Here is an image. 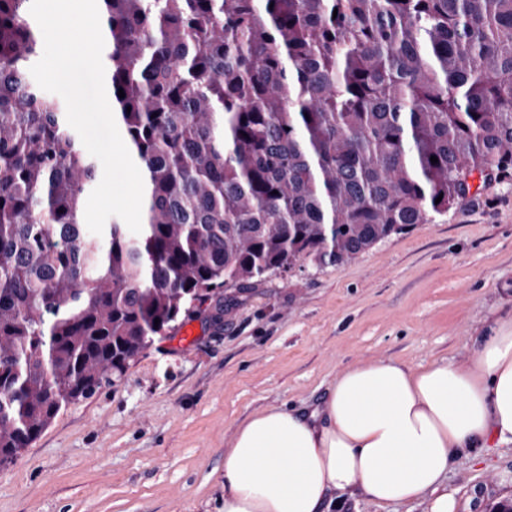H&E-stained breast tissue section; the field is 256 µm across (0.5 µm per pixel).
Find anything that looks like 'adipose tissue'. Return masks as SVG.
I'll use <instances>...</instances> for the list:
<instances>
[{"instance_id": "obj_1", "label": "adipose tissue", "mask_w": 512, "mask_h": 512, "mask_svg": "<svg viewBox=\"0 0 512 512\" xmlns=\"http://www.w3.org/2000/svg\"><path fill=\"white\" fill-rule=\"evenodd\" d=\"M225 446L223 512H332L349 489L453 512L442 487L458 460L512 447V321L477 337L461 365L348 367L322 406H266Z\"/></svg>"}]
</instances>
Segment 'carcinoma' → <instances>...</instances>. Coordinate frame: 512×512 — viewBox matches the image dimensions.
Returning <instances> with one entry per match:
<instances>
[{
    "label": "carcinoma",
    "instance_id": "carcinoma-1",
    "mask_svg": "<svg viewBox=\"0 0 512 512\" xmlns=\"http://www.w3.org/2000/svg\"><path fill=\"white\" fill-rule=\"evenodd\" d=\"M30 4L0 0V465L224 289L512 176V0H97L146 193L140 233L88 234L96 166L30 79Z\"/></svg>",
    "mask_w": 512,
    "mask_h": 512
}]
</instances>
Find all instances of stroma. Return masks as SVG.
I'll return each instance as SVG.
<instances>
[{
	"label": "stroma",
	"mask_w": 512,
	"mask_h": 512,
	"mask_svg": "<svg viewBox=\"0 0 512 512\" xmlns=\"http://www.w3.org/2000/svg\"><path fill=\"white\" fill-rule=\"evenodd\" d=\"M341 265L269 275L196 307L0 465V512H221L224 443L265 406L311 411L349 366L458 365L512 319V179ZM454 512L512 499V447L449 473Z\"/></svg>",
	"instance_id": "stroma-1"
}]
</instances>
